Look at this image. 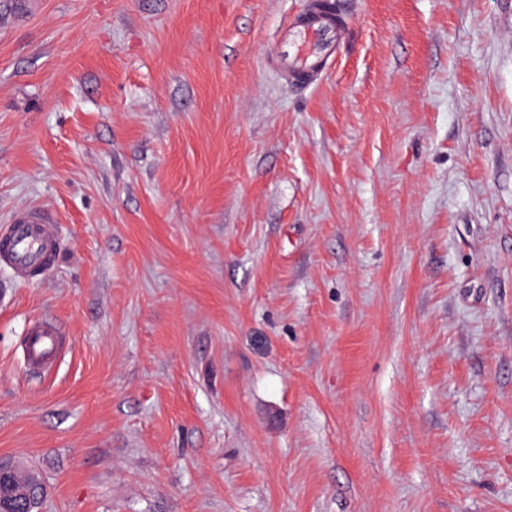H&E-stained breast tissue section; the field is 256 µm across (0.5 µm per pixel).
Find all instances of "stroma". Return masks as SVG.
Wrapping results in <instances>:
<instances>
[{
    "label": "stroma",
    "mask_w": 512,
    "mask_h": 512,
    "mask_svg": "<svg viewBox=\"0 0 512 512\" xmlns=\"http://www.w3.org/2000/svg\"><path fill=\"white\" fill-rule=\"evenodd\" d=\"M0 0V458L41 512H512V0ZM35 318L69 340L25 365ZM327 1L309 0L280 37L278 61H273L289 86L319 82L336 58V44L345 33L347 20L342 10L327 8ZM56 244V224L47 214L20 209L0 234V266L20 280H30L55 265Z\"/></svg>",
    "instance_id": "1"
}]
</instances>
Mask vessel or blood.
<instances>
[{
  "label": "vessel or blood",
  "instance_id": "vessel-or-blood-1",
  "mask_svg": "<svg viewBox=\"0 0 512 512\" xmlns=\"http://www.w3.org/2000/svg\"><path fill=\"white\" fill-rule=\"evenodd\" d=\"M327 0H308L281 36L275 63L290 86L319 82L336 58V45L345 33L342 11L326 6ZM56 225L45 213L22 209L0 232V266L27 281L52 268L57 260ZM61 333L52 322H30L25 337L24 361L35 368L53 367L60 355Z\"/></svg>",
  "mask_w": 512,
  "mask_h": 512
}]
</instances>
